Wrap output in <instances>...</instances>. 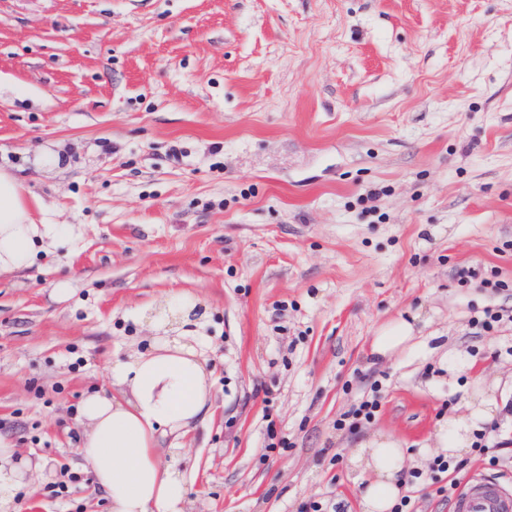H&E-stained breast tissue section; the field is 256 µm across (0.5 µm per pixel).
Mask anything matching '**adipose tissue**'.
I'll return each mask as SVG.
<instances>
[{
  "label": "adipose tissue",
  "mask_w": 512,
  "mask_h": 512,
  "mask_svg": "<svg viewBox=\"0 0 512 512\" xmlns=\"http://www.w3.org/2000/svg\"><path fill=\"white\" fill-rule=\"evenodd\" d=\"M35 201L14 173L0 167V273L18 272L36 263L41 253L70 243L67 224H39ZM419 317H397L381 325L371 342L373 359L387 360L414 346ZM118 392H96L79 406L84 428L79 453L89 464L111 512H183L186 489L182 476L156 455L158 432H188L206 411L210 372L197 347L165 336L108 368ZM469 417L442 420L436 452L456 458L469 450L477 431L501 408L495 398L473 396ZM407 450L389 434L360 441L351 463L357 473L363 512H391L405 480ZM37 465L0 448V512H10L27 476Z\"/></svg>",
  "instance_id": "adipose-tissue-1"
}]
</instances>
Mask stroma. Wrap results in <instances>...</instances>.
<instances>
[{"label": "stroma", "instance_id": "stroma-1", "mask_svg": "<svg viewBox=\"0 0 512 512\" xmlns=\"http://www.w3.org/2000/svg\"><path fill=\"white\" fill-rule=\"evenodd\" d=\"M0 166L75 230L0 275V439L43 464L15 512H109L77 408L180 296L213 371L157 443L185 512H361L360 439L417 453L477 374L512 400V327L471 323L512 310V0H0ZM418 315L406 318L403 315L381 325L373 336L370 354L375 360H389L394 355L415 345ZM381 386L382 383L380 380H374L369 391H365L362 394L358 403L336 419V430L352 432L360 428L363 424L369 423L375 419L381 408L379 396Z\"/></svg>", "mask_w": 512, "mask_h": 512}]
</instances>
